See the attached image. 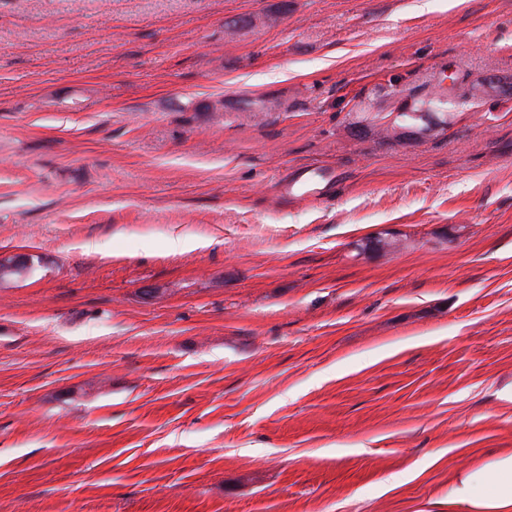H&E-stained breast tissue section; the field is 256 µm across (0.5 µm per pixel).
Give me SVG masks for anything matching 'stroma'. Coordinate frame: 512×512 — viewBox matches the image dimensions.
<instances>
[{
    "instance_id": "obj_1",
    "label": "stroma",
    "mask_w": 512,
    "mask_h": 512,
    "mask_svg": "<svg viewBox=\"0 0 512 512\" xmlns=\"http://www.w3.org/2000/svg\"><path fill=\"white\" fill-rule=\"evenodd\" d=\"M18 254L0 512H448L512 451V0H0Z\"/></svg>"
}]
</instances>
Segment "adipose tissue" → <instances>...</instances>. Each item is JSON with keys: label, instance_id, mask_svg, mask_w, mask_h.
Here are the masks:
<instances>
[{"label": "adipose tissue", "instance_id": "adipose-tissue-1", "mask_svg": "<svg viewBox=\"0 0 512 512\" xmlns=\"http://www.w3.org/2000/svg\"><path fill=\"white\" fill-rule=\"evenodd\" d=\"M448 503L464 508L465 512H512V453L455 473Z\"/></svg>", "mask_w": 512, "mask_h": 512}]
</instances>
